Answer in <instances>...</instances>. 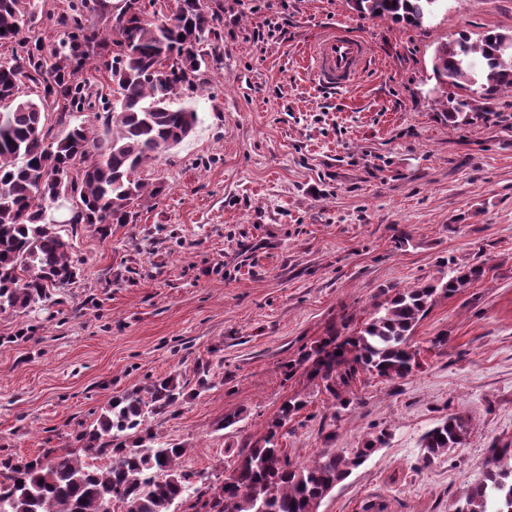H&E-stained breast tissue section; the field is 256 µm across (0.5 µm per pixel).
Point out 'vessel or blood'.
Instances as JSON below:
<instances>
[{
	"mask_svg": "<svg viewBox=\"0 0 512 512\" xmlns=\"http://www.w3.org/2000/svg\"><path fill=\"white\" fill-rule=\"evenodd\" d=\"M313 67L319 80L332 88L350 86L369 61L367 43L339 30L322 36L314 46Z\"/></svg>",
	"mask_w": 512,
	"mask_h": 512,
	"instance_id": "obj_1",
	"label": "vessel or blood"
}]
</instances>
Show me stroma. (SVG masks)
I'll return each instance as SVG.
<instances>
[{
	"label": "stroma",
	"instance_id": "35a3bbf8",
	"mask_svg": "<svg viewBox=\"0 0 512 512\" xmlns=\"http://www.w3.org/2000/svg\"><path fill=\"white\" fill-rule=\"evenodd\" d=\"M219 2L224 66L201 75L197 132L141 173L163 193L109 236L75 225V282L0 313V455L72 447L112 397L172 374L185 397L152 429L186 446L183 470L217 482L295 396L293 463L387 434L319 512H448L483 479L492 443L512 439V95L488 120L449 126L457 90L431 63L458 32L511 33L512 0H444L418 28L353 0ZM269 19L279 33L254 43ZM338 28L367 41L370 65L335 90L311 52ZM478 263L485 278L417 325L405 379L362 377L340 411L320 381L289 373L343 315L371 317L384 290ZM452 413L471 420L465 444L424 464V433Z\"/></svg>",
	"mask_w": 512,
	"mask_h": 512
}]
</instances>
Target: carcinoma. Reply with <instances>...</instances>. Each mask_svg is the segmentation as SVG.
Here are the masks:
<instances>
[{"label":"carcinoma","instance_id":"cac0c4a2","mask_svg":"<svg viewBox=\"0 0 512 512\" xmlns=\"http://www.w3.org/2000/svg\"><path fill=\"white\" fill-rule=\"evenodd\" d=\"M158 0H115L111 33L101 37L84 23L86 0H74L61 20L67 39L47 52L28 35L37 23L35 0H0V44L11 54L0 61V313L20 311L53 300L52 290L78 278L71 259L73 239L60 233L51 205L66 189L78 205L69 224H91L108 235L112 224L134 221V208L163 192L139 172L159 155L196 132L199 116L188 102L175 100L200 89L199 76L221 60L208 52L223 42L219 14L203 0H176V17L150 21L147 7ZM442 0H357L356 10L371 19L420 27ZM112 47L106 63L113 84L111 115L102 130L77 122L96 102L77 82L97 50ZM433 78L467 92L448 111V123L469 119L464 108L479 110L503 91H512V34L490 30L475 41L460 33L438 47ZM31 82L37 98L19 95ZM56 114L47 125L48 112ZM477 265L458 268L448 278L400 288L379 305L360 329L344 336L331 330L311 351L300 354L289 372L301 368L344 410L343 397L363 374L385 380L406 378L418 364L411 343L419 321L436 299L448 298L485 277ZM174 375L127 392L101 413L97 424L75 436L77 449L34 459L0 457V512H172L176 503L192 512H318L337 484L364 464L385 442L379 431L365 446L346 455L322 449L308 464H293L280 430L303 407L291 398L262 442L238 457L220 485L196 486L179 467L186 448L156 441L148 421L183 399ZM469 419L452 414L423 436V461L431 463L459 448ZM109 459L102 468L92 460ZM485 478L448 512H512V440L492 444Z\"/></svg>","mask_w":512,"mask_h":512}]
</instances>
